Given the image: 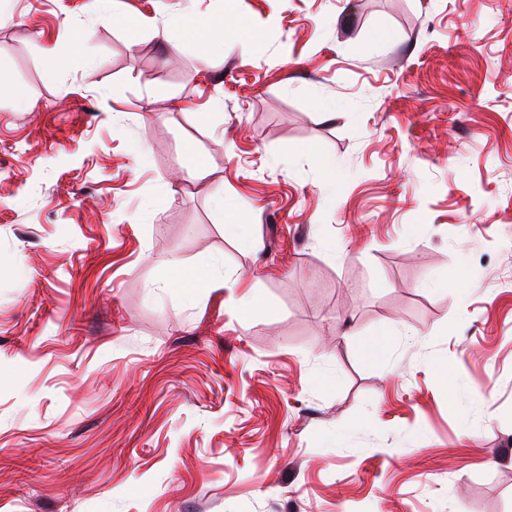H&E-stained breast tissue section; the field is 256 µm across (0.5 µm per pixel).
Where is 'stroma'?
Returning <instances> with one entry per match:
<instances>
[{"instance_id": "35a3bbf8", "label": "stroma", "mask_w": 512, "mask_h": 512, "mask_svg": "<svg viewBox=\"0 0 512 512\" xmlns=\"http://www.w3.org/2000/svg\"><path fill=\"white\" fill-rule=\"evenodd\" d=\"M348 2L0 0V512H512V0ZM191 31L195 37L207 43L214 45L217 49L224 48V27H215L211 24L201 22L193 16H190ZM170 265L174 269V274L171 280V286L174 288H181L184 291L189 292L194 288H200L209 282L206 270H186L181 268L176 261H171Z\"/></svg>"}]
</instances>
